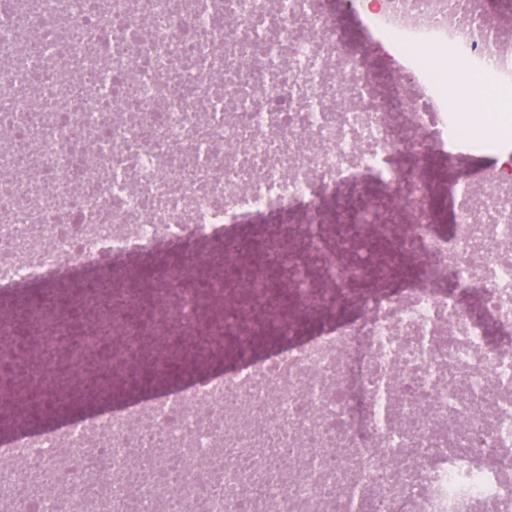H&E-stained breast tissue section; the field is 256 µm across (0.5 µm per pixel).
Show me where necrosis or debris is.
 Here are the masks:
<instances>
[{"label": "necrosis or debris", "instance_id": "4bbe7bcc", "mask_svg": "<svg viewBox=\"0 0 512 512\" xmlns=\"http://www.w3.org/2000/svg\"><path fill=\"white\" fill-rule=\"evenodd\" d=\"M338 0H0V296L27 301L39 352L115 347L86 333L93 294L54 295L74 269L107 272L109 319L163 290L175 338L246 341L265 323L207 318L280 291L346 297L372 219L424 272L358 317L232 372L62 426L21 414L0 439V512H512V163L492 188L453 190L433 228L419 161L490 140L448 103L449 78L512 91V0H351L368 35L336 31ZM270 222L268 264L239 230ZM179 243L180 265L146 267ZM219 253L232 278L188 285Z\"/></svg>", "mask_w": 512, "mask_h": 512}]
</instances>
